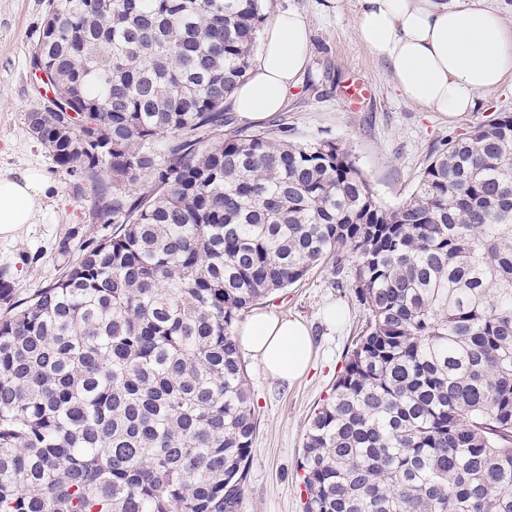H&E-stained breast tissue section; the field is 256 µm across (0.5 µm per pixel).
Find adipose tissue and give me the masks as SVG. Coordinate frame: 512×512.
<instances>
[{
  "instance_id": "adipose-tissue-1",
  "label": "adipose tissue",
  "mask_w": 512,
  "mask_h": 512,
  "mask_svg": "<svg viewBox=\"0 0 512 512\" xmlns=\"http://www.w3.org/2000/svg\"><path fill=\"white\" fill-rule=\"evenodd\" d=\"M360 37L385 60L400 97L454 117L479 93L512 78V25L491 0H357ZM310 33L297 12L265 24L255 63L230 97L239 120H266L284 107L308 63ZM47 185L31 169L0 173V236L12 237L41 212ZM239 342L271 376L292 382L307 369L311 334L298 320L267 312L241 326Z\"/></svg>"
}]
</instances>
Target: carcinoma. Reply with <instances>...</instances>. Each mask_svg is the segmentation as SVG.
<instances>
[{
  "label": "carcinoma",
  "instance_id": "carcinoma-1",
  "mask_svg": "<svg viewBox=\"0 0 512 512\" xmlns=\"http://www.w3.org/2000/svg\"><path fill=\"white\" fill-rule=\"evenodd\" d=\"M260 0H50L32 135L112 234L0 281V512H237L235 321L332 259L367 318L305 434L302 512H512V115L385 208L333 140L224 135ZM112 145V156L101 147Z\"/></svg>",
  "mask_w": 512,
  "mask_h": 512
}]
</instances>
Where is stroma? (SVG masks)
<instances>
[{
    "mask_svg": "<svg viewBox=\"0 0 512 512\" xmlns=\"http://www.w3.org/2000/svg\"><path fill=\"white\" fill-rule=\"evenodd\" d=\"M267 15L301 14L310 32L309 62L281 112L258 124L232 120L229 131L261 130L291 141L328 139L345 147L383 206L407 201L424 169L448 141L512 114V86L478 94L475 110L449 119L402 99L388 65L372 54L356 25V0L332 9L327 0H262ZM48 0H0V172L33 169L48 185L34 223L13 238L0 237V277L25 295L54 281L64 261L112 232L92 215L98 194L89 179L69 177L29 132L25 114L43 106L48 87L30 66L42 35ZM373 93L360 109H349L341 91L352 72ZM344 287H336V278ZM351 270L332 265L312 269L302 280L272 295L259 309L297 319L310 329L313 346L305 376L286 384L245 357L260 426L253 443L247 488L238 512H302L298 463L316 408L331 392L364 324L366 311L351 287ZM343 319L326 322L331 309Z\"/></svg>",
    "mask_w": 512,
    "mask_h": 512,
    "instance_id": "35a3bbf8",
    "label": "stroma"
}]
</instances>
